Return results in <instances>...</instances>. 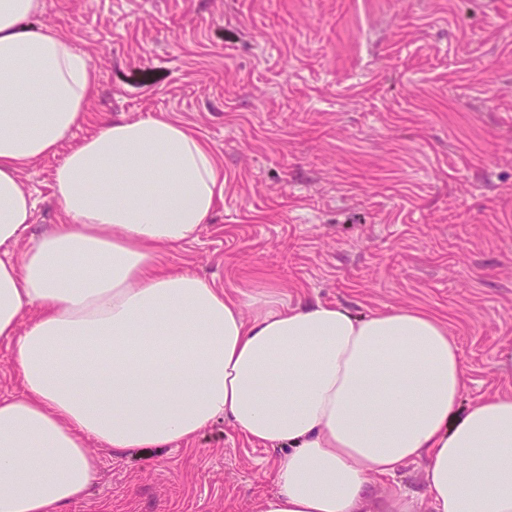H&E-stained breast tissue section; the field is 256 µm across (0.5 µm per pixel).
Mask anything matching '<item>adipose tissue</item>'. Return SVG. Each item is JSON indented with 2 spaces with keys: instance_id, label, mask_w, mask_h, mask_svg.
<instances>
[{
  "instance_id": "1",
  "label": "adipose tissue",
  "mask_w": 512,
  "mask_h": 512,
  "mask_svg": "<svg viewBox=\"0 0 512 512\" xmlns=\"http://www.w3.org/2000/svg\"><path fill=\"white\" fill-rule=\"evenodd\" d=\"M0 0V512H66L118 453L192 442L227 419L287 449L260 512H417L372 481L424 460L431 512H512V393L463 406L447 323L412 307L359 315L274 293L235 297L163 264L224 198V163L183 121L98 117L91 59ZM61 155L59 222L30 247L23 169ZM15 361L5 345H0V393H12L17 389L14 371Z\"/></svg>"
}]
</instances>
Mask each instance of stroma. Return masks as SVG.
Masks as SVG:
<instances>
[{"label":"stroma","instance_id":"1","mask_svg":"<svg viewBox=\"0 0 512 512\" xmlns=\"http://www.w3.org/2000/svg\"><path fill=\"white\" fill-rule=\"evenodd\" d=\"M93 60L91 117L167 113L224 160V200L176 270L369 314L431 311L466 403L512 392V0H48ZM59 157L21 173L57 221ZM69 512H259L283 451L227 420L191 449L101 451ZM424 464L373 494L426 500Z\"/></svg>","mask_w":512,"mask_h":512}]
</instances>
